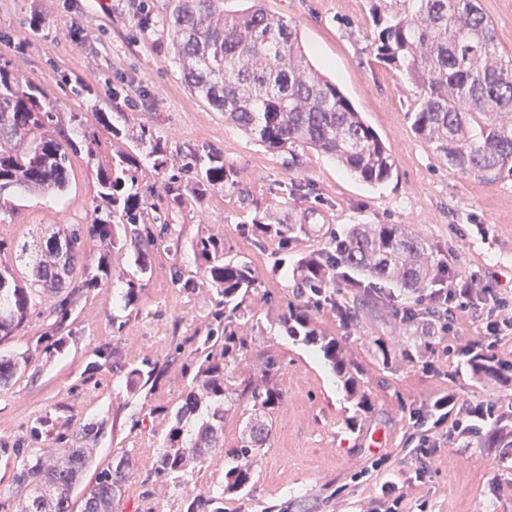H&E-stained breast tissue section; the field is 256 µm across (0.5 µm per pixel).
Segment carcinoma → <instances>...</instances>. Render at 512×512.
Masks as SVG:
<instances>
[{
  "instance_id": "cac0c4a2",
  "label": "carcinoma",
  "mask_w": 512,
  "mask_h": 512,
  "mask_svg": "<svg viewBox=\"0 0 512 512\" xmlns=\"http://www.w3.org/2000/svg\"><path fill=\"white\" fill-rule=\"evenodd\" d=\"M377 37L370 46L375 59L406 74L419 97L412 130L462 174L492 183L512 174V58L495 51L496 32L478 0H370ZM162 25L168 50L182 68L189 90L224 121L250 134L270 150L297 144L332 157L366 183L392 176L396 162L377 133L350 100L323 73L311 66L297 29L270 14L264 0H241L236 10L224 0H163ZM83 126L78 112H63L44 87L24 77L10 63H0V209L22 194L64 192L73 173L72 158L83 156L95 168L96 205L88 224H61L47 238L16 242L0 237V341L15 335L33 315H41L42 298L57 297L48 308L51 335L36 346L50 350L71 334L68 321L79 297L104 287L111 251L131 248L141 276L151 269L158 238L154 225L168 223L159 207L139 191L142 160L166 157L153 133L139 128L132 140L148 146L144 158L126 153L110 161L94 132L75 139ZM235 184L224 155L196 151L175 159L166 176L169 206L185 195ZM294 224L251 225L258 237L279 238L288 251ZM88 239L107 246L91 262L83 261ZM191 248L201 260L199 278L173 272L175 285L200 286L217 295L204 334L188 339L191 383L176 408L164 447L143 480L163 491L185 484L196 464L219 456L229 460L224 480L186 496L185 512H224V494L250 492L272 434V415L282 404L274 380L281 369L268 356L248 378L228 372L251 352L245 331L251 297L260 282L251 262L215 235H200ZM438 263L427 245L401 224H353L321 251L296 263L295 300L279 308L277 325L285 335L318 349L359 412L375 410L368 384L389 387L373 377L339 339L324 332L316 312L328 307L343 328L358 321L360 310L374 317L399 318L408 336L394 351L386 341H372L377 366L426 361L434 352L439 326L423 324L411 332L415 317L426 315L420 302L436 282ZM407 305L397 306L398 299ZM470 378L477 383L512 385V362L491 349H460ZM96 355L112 364L133 395L155 389L166 365L149 358L137 363L115 361V351ZM29 367L28 358L0 357V386ZM457 397L435 400L426 410H409L418 422L426 416L452 414ZM494 402L465 410L464 432L480 438L484 448L512 447V413L493 412ZM246 416L235 445L224 446V418ZM57 430L59 449L45 459L34 451L44 433ZM103 426L88 423L71 429L70 420L37 419L13 439L10 452L19 461L12 489L0 491V512H117L137 464L127 454L106 465L94 462L93 448ZM94 470V478L83 477Z\"/></svg>"
}]
</instances>
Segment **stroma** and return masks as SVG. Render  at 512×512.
Here are the masks:
<instances>
[{
	"label": "stroma",
	"mask_w": 512,
	"mask_h": 512,
	"mask_svg": "<svg viewBox=\"0 0 512 512\" xmlns=\"http://www.w3.org/2000/svg\"><path fill=\"white\" fill-rule=\"evenodd\" d=\"M265 6L296 27L310 62L335 79L391 149L397 165L392 178L370 186L320 152L297 145L270 151L226 123L223 113L211 111L186 87L165 30H139L136 0H111L106 7L99 0H0V61L44 85L62 111L82 113L109 152L139 155L129 134L145 127L166 145L169 158L188 149L223 154L237 180L187 197L170 214L137 300L125 297V281L135 274L129 255L115 252L106 287L80 297L65 345L50 352L36 347L48 329L43 315L0 342V355L30 360L24 375L0 388V446H10L40 417L63 416L76 426L106 421L96 459L126 454L137 462L140 475L129 481L118 512H141L139 478L161 452L170 427L166 411L182 400L192 377L187 356L175 348L205 329L215 299L205 288L174 286L173 270L195 277L200 262L189 243L207 232L224 237L259 277L250 320L257 333L254 349L279 360L276 384L283 394L252 488L225 495V512H376L380 486L389 479L408 482L407 512H512V470L501 466L512 461V448H480L458 434L430 461L423 480L415 478V448L423 438L442 437L444 429L433 420L415 428L409 408L452 393L463 408L491 400L501 411L512 410V387H483L460 370L459 348L485 334L478 311L456 314L447 335L437 336L427 364L387 371L390 387L373 388L376 410L358 431L349 425L354 409L342 384L322 357H311L309 346L271 325L278 307L295 293L296 260L352 224L404 225L459 277L512 297V176L487 184L463 175L415 136L409 114L418 90L403 73L370 56L375 28L368 0H265ZM36 15L44 22L34 28L28 21ZM76 28L84 34L79 43L70 37ZM105 115L107 127L101 123ZM95 194L94 172L75 157L64 198L24 196L13 212L0 215V236L19 241L49 235L60 224L89 223ZM266 207L283 223L303 227L287 251L277 241L242 232ZM317 321L362 357L373 339L397 347L405 336L401 322L390 316L363 314L346 329L324 309ZM104 345L126 363H165L156 392L135 398L111 372L88 371ZM135 416L144 423L134 429ZM223 475L220 461L194 469L182 490L159 493L152 505L156 512H183L186 492Z\"/></svg>",
	"instance_id": "obj_1"
}]
</instances>
